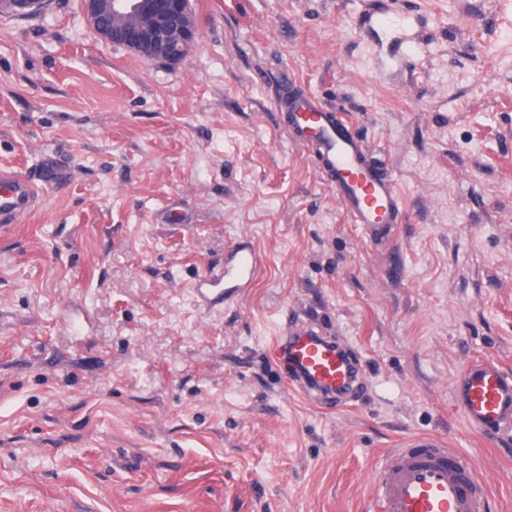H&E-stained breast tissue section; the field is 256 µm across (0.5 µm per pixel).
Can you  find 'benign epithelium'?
Returning <instances> with one entry per match:
<instances>
[{
	"label": "benign epithelium",
	"mask_w": 512,
	"mask_h": 512,
	"mask_svg": "<svg viewBox=\"0 0 512 512\" xmlns=\"http://www.w3.org/2000/svg\"><path fill=\"white\" fill-rule=\"evenodd\" d=\"M47 0H0V14L27 17ZM98 34L151 61H179L193 46L198 22L190 0H82Z\"/></svg>",
	"instance_id": "7a95c632"
}]
</instances>
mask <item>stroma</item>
Here are the masks:
<instances>
[{
    "mask_svg": "<svg viewBox=\"0 0 512 512\" xmlns=\"http://www.w3.org/2000/svg\"><path fill=\"white\" fill-rule=\"evenodd\" d=\"M191 2L172 64L101 38L81 0L0 15V169L72 172L0 228V512H363L422 433L512 512V438L453 394L469 362L512 370V0ZM284 70L396 179L389 251L278 125ZM241 244L256 282L201 301ZM295 318L357 356L354 405L319 408L268 362Z\"/></svg>",
    "mask_w": 512,
    "mask_h": 512,
    "instance_id": "1",
    "label": "stroma"
}]
</instances>
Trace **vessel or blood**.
<instances>
[{"label": "vessel or blood", "instance_id": "b4317fda", "mask_svg": "<svg viewBox=\"0 0 512 512\" xmlns=\"http://www.w3.org/2000/svg\"><path fill=\"white\" fill-rule=\"evenodd\" d=\"M280 84L287 91L277 102L281 126L308 152L349 222L359 226L369 245H386L405 221V201L396 180L346 117L320 97L299 91L288 72H281ZM67 178V170L57 164L46 166L36 182L0 171V223H13L24 213L42 184ZM258 272L256 255L241 249L223 270L202 276L195 290L204 297L219 288H246ZM266 354L285 367L289 389L318 407L344 406L357 390L356 362L341 355L335 341L314 322H287L268 341ZM454 398L478 433L512 429V372L498 362L467 365L455 381ZM488 492L474 463L444 438L413 436L382 459L366 512H483Z\"/></svg>", "mask_w": 512, "mask_h": 512}]
</instances>
